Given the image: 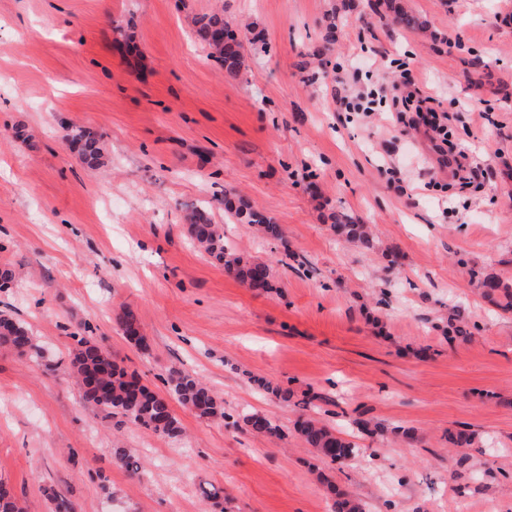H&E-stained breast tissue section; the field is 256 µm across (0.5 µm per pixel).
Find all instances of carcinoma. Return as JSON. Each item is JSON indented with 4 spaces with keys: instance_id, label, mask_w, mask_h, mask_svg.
Instances as JSON below:
<instances>
[{
    "instance_id": "carcinoma-1",
    "label": "carcinoma",
    "mask_w": 512,
    "mask_h": 512,
    "mask_svg": "<svg viewBox=\"0 0 512 512\" xmlns=\"http://www.w3.org/2000/svg\"><path fill=\"white\" fill-rule=\"evenodd\" d=\"M197 35L205 47L207 57L220 63L227 80L236 79L244 66V39L232 30V22L224 17V8L202 14L196 19ZM66 140L74 144L82 163L91 168L103 165L104 149L102 135L94 128L77 126ZM224 212L236 224H251L258 227L268 239L288 248L285 231L264 212L252 207L243 199L233 204L224 197ZM190 238L212 260L224 267V272L254 291L267 292L272 289L271 269L262 261L249 260L230 248L224 241V228L213 223L208 209L193 206L186 216ZM332 227L336 235L360 244L363 248H374V240L364 224H358L346 215L333 216ZM479 287L487 297L502 292L509 298V287L498 278L486 275ZM114 322L124 337L141 350L147 349L146 339L140 333L136 314L124 308L114 316ZM69 367L78 384L85 404L119 415L131 424L155 434L175 439L181 434L180 422L175 416L171 400L191 410L200 418L224 419V407L211 390L192 374L174 368L169 372L170 396H161L142 384L116 361L106 347L85 337L76 339ZM0 345L14 349L20 356L42 363L47 349L38 345L29 329L8 314H0ZM232 427L241 432L267 438L279 439L283 431L279 424L257 412H247L232 422ZM305 446L314 448L324 458L343 463L358 451L355 443L345 439L333 429L315 418H302L296 426ZM0 512H23V507L10 489L0 483ZM333 512H362L359 503L348 493L337 492Z\"/></svg>"
}]
</instances>
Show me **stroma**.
I'll use <instances>...</instances> for the list:
<instances>
[{
	"instance_id": "stroma-1",
	"label": "stroma",
	"mask_w": 512,
	"mask_h": 512,
	"mask_svg": "<svg viewBox=\"0 0 512 512\" xmlns=\"http://www.w3.org/2000/svg\"><path fill=\"white\" fill-rule=\"evenodd\" d=\"M402 4L439 43L398 24L389 0H224L250 25L229 81L194 36L214 0H0V263L20 271L0 312L54 365L0 347V482L25 512H51L50 487L76 512H332L335 488L366 512H512V312L478 286L491 274L512 287V0ZM399 60L487 169L478 191L452 190L429 139L397 137L389 107L364 118L337 103L356 84L391 88ZM74 126L100 131L103 167L65 142ZM228 192L287 246L225 223ZM201 203L270 266L272 292L193 245L185 213ZM336 214L369 225L375 249L338 238ZM125 307L147 349L115 324ZM454 314L471 336L450 343ZM79 336L158 394L185 369L228 415L261 412L284 435L178 405L171 439L87 406L68 369ZM303 415L357 454L334 464L306 447ZM462 432L471 444L449 442ZM118 446L138 473L115 465Z\"/></svg>"
}]
</instances>
